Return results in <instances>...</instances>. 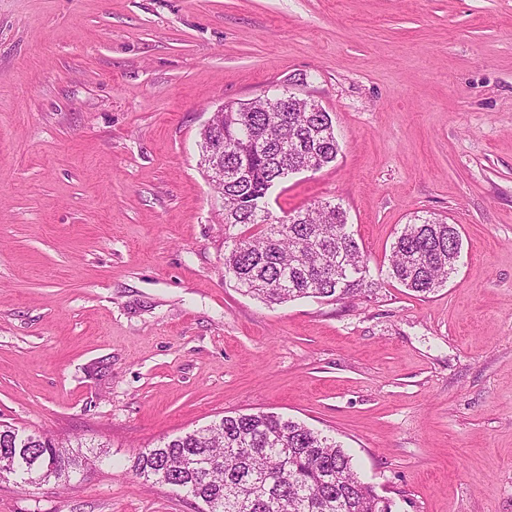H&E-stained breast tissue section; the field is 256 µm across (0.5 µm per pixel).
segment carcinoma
Instances as JSON below:
<instances>
[{
  "instance_id": "carcinoma-1",
  "label": "carcinoma",
  "mask_w": 512,
  "mask_h": 512,
  "mask_svg": "<svg viewBox=\"0 0 512 512\" xmlns=\"http://www.w3.org/2000/svg\"><path fill=\"white\" fill-rule=\"evenodd\" d=\"M289 112L255 103L224 104V226L241 231L224 246V277L267 305L300 298L338 301L366 292V259L347 229L345 209L320 203L283 217L268 207L289 177L285 157L320 169L339 145L329 113L292 97ZM457 225L416 215L392 243L389 278L429 294L444 285L461 250ZM21 482L68 485L104 462L107 452L59 444L0 423V457ZM146 481L200 501L197 512H392L354 470L336 441L273 412L232 413L163 438L129 459Z\"/></svg>"
}]
</instances>
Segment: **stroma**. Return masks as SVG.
Masks as SVG:
<instances>
[{
	"instance_id": "obj_1",
	"label": "stroma",
	"mask_w": 512,
	"mask_h": 512,
	"mask_svg": "<svg viewBox=\"0 0 512 512\" xmlns=\"http://www.w3.org/2000/svg\"><path fill=\"white\" fill-rule=\"evenodd\" d=\"M288 90L339 153L276 187L342 205L378 287L268 306L224 276L217 106ZM447 283L388 279L413 216ZM332 436L393 512H512V0H0V421L107 446L0 512H196L139 450L227 412ZM461 245L457 225L416 215L392 243L388 277L413 292L432 293L455 269Z\"/></svg>"
}]
</instances>
